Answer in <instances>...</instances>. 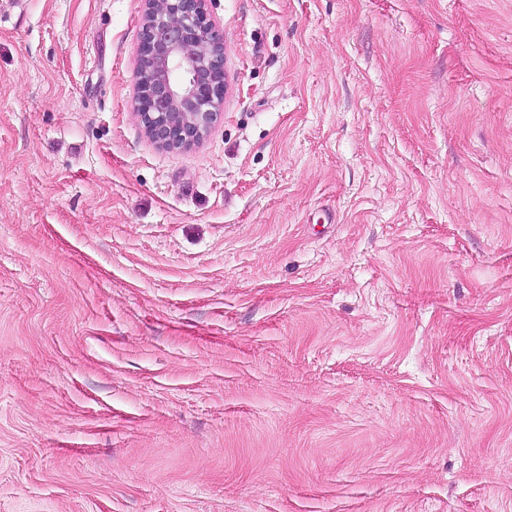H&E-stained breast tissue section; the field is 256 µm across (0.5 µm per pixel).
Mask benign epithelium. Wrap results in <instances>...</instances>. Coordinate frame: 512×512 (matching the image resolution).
<instances>
[{
  "mask_svg": "<svg viewBox=\"0 0 512 512\" xmlns=\"http://www.w3.org/2000/svg\"><path fill=\"white\" fill-rule=\"evenodd\" d=\"M134 108L146 135L169 151L200 144L220 121L224 39L208 0H143Z\"/></svg>",
  "mask_w": 512,
  "mask_h": 512,
  "instance_id": "7a95c632",
  "label": "benign epithelium"
}]
</instances>
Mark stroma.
<instances>
[{"mask_svg": "<svg viewBox=\"0 0 512 512\" xmlns=\"http://www.w3.org/2000/svg\"><path fill=\"white\" fill-rule=\"evenodd\" d=\"M0 0V512H512V0ZM134 108L159 147L200 144L220 121L224 39L208 0H143Z\"/></svg>", "mask_w": 512, "mask_h": 512, "instance_id": "obj_1", "label": "stroma"}]
</instances>
